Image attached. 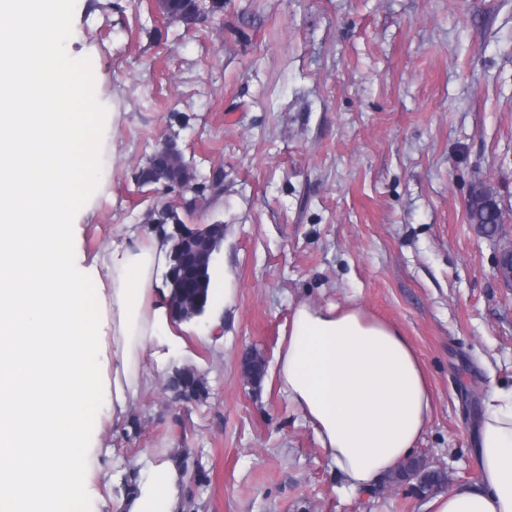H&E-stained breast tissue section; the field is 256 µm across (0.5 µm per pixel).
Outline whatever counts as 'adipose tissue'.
I'll return each instance as SVG.
<instances>
[{"label": "adipose tissue", "instance_id": "ef3b65f1", "mask_svg": "<svg viewBox=\"0 0 512 512\" xmlns=\"http://www.w3.org/2000/svg\"><path fill=\"white\" fill-rule=\"evenodd\" d=\"M0 512H61L87 453L69 422L72 398L122 417L149 374L187 345L160 278L169 245L113 242L86 261L73 187L103 190L107 161L84 122L37 112V96L80 92L97 125L98 79L65 52L62 0H0ZM111 351V365L100 360ZM276 374L289 405L354 494L377 486L416 448L432 420L421 364L393 323L358 305H297L283 328ZM477 478L431 498L427 512H512V392L481 417ZM177 466L153 463L121 512H180Z\"/></svg>", "mask_w": 512, "mask_h": 512}]
</instances>
